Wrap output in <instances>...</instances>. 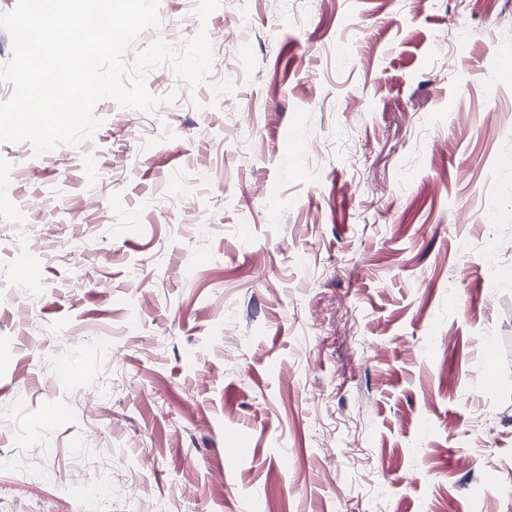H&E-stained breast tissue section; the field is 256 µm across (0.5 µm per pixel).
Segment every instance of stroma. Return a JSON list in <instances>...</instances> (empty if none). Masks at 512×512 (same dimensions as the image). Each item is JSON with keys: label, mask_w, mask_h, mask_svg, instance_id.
Instances as JSON below:
<instances>
[{"label": "stroma", "mask_w": 512, "mask_h": 512, "mask_svg": "<svg viewBox=\"0 0 512 512\" xmlns=\"http://www.w3.org/2000/svg\"><path fill=\"white\" fill-rule=\"evenodd\" d=\"M198 2L0 143V512H512V0Z\"/></svg>", "instance_id": "35a3bbf8"}]
</instances>
